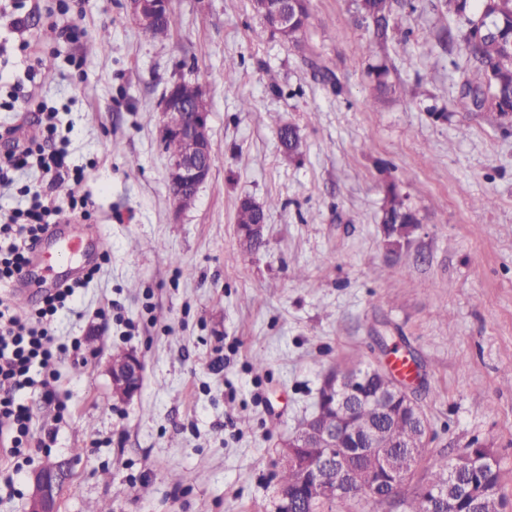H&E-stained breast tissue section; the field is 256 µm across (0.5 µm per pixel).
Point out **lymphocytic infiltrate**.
I'll return each mask as SVG.
<instances>
[{
    "instance_id": "f902f5d3",
    "label": "lymphocytic infiltrate",
    "mask_w": 512,
    "mask_h": 512,
    "mask_svg": "<svg viewBox=\"0 0 512 512\" xmlns=\"http://www.w3.org/2000/svg\"><path fill=\"white\" fill-rule=\"evenodd\" d=\"M13 102L29 112L38 113L35 130L28 133L10 129L12 150L0 155V189L18 188L27 204L22 208L0 211V282L16 281L28 265L31 247L50 224L64 212L90 219L92 204L79 191L83 176L72 169L65 149L55 148L57 114L46 110L33 90H16ZM26 169L39 170L44 180L34 185L16 186L15 177ZM70 183L68 207L57 205L51 192L60 183ZM73 287L46 295L40 308L20 314L9 295L0 296V418L9 420L0 429V452L16 459L27 451L30 441L31 412L19 393L33 384L32 372L41 369L52 374L53 365L64 346L51 334V319L69 304Z\"/></svg>"
}]
</instances>
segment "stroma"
Instances as JSON below:
<instances>
[{"label": "stroma", "mask_w": 512, "mask_h": 512, "mask_svg": "<svg viewBox=\"0 0 512 512\" xmlns=\"http://www.w3.org/2000/svg\"><path fill=\"white\" fill-rule=\"evenodd\" d=\"M60 3L86 39H56L35 19L13 29L14 17ZM358 3L310 0L292 46L251 0H171L176 27L155 42L123 0H0V153L4 130L34 119L5 108L12 85L36 87L86 175L95 213L71 230L100 267L52 321L78 354L24 393L33 434L55 431L56 442L0 489V512H27L28 476L49 460L72 470L59 512H277L282 445L313 414L324 377L386 365L397 346L417 362L410 386L430 428L406 490L434 460L480 446L512 500V122L490 125L463 98L471 64L440 39L457 27L443 0L397 10L387 42L363 59L373 25ZM24 38L35 53L20 51ZM381 65L392 90L378 103ZM176 77L205 88L215 155L182 212L159 139ZM285 122L301 139L292 158L277 138ZM389 184L418 218L397 245L380 224ZM246 196L275 203L252 254L235 224ZM485 196L493 205L479 206ZM119 350L144 362L127 402L107 370Z\"/></svg>", "instance_id": "1"}]
</instances>
